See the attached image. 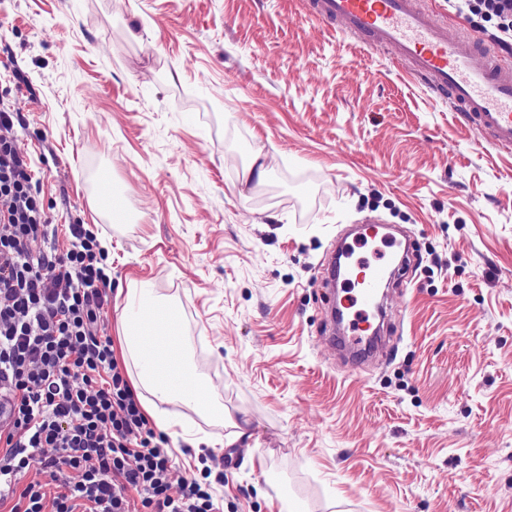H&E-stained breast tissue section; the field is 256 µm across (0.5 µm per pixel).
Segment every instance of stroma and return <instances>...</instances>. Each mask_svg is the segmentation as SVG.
Segmentation results:
<instances>
[{
    "label": "stroma",
    "instance_id": "1",
    "mask_svg": "<svg viewBox=\"0 0 512 512\" xmlns=\"http://www.w3.org/2000/svg\"><path fill=\"white\" fill-rule=\"evenodd\" d=\"M425 3L493 45L495 21ZM0 100L58 246L111 243L104 336L146 289L224 409L158 401L178 476L223 512H512V152L303 0H0ZM354 224L416 252L363 363L323 332Z\"/></svg>",
    "mask_w": 512,
    "mask_h": 512
}]
</instances>
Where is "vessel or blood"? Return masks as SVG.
<instances>
[{"instance_id": "b4317fda", "label": "vessel or blood", "mask_w": 512, "mask_h": 512, "mask_svg": "<svg viewBox=\"0 0 512 512\" xmlns=\"http://www.w3.org/2000/svg\"><path fill=\"white\" fill-rule=\"evenodd\" d=\"M305 8L312 20L387 51L491 144L512 150V54L474 46L460 29L436 22L422 0H305ZM356 265V280H337L330 266L326 282L344 287L354 313L337 323L341 344L361 356L376 344L369 317L388 267L364 258Z\"/></svg>"}]
</instances>
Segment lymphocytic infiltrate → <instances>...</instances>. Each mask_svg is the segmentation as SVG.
Here are the masks:
<instances>
[{
    "label": "lymphocytic infiltrate",
    "mask_w": 512,
    "mask_h": 512,
    "mask_svg": "<svg viewBox=\"0 0 512 512\" xmlns=\"http://www.w3.org/2000/svg\"><path fill=\"white\" fill-rule=\"evenodd\" d=\"M18 120L0 109V500L18 494L12 512H130L132 488L143 512H220L213 489L196 481L171 495V451L100 334L112 285L105 254L77 224L70 248L56 247ZM35 464L45 481L15 492Z\"/></svg>",
    "instance_id": "1"
}]
</instances>
